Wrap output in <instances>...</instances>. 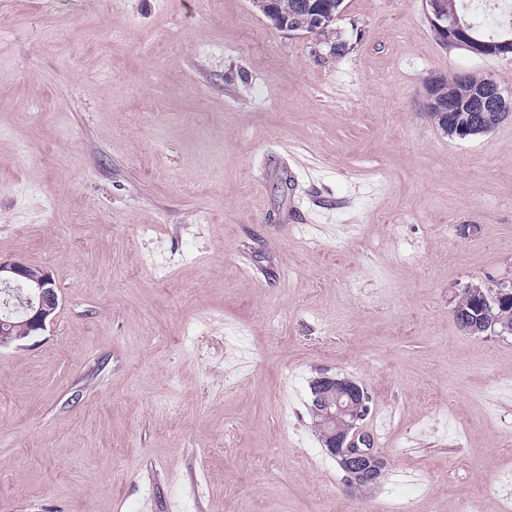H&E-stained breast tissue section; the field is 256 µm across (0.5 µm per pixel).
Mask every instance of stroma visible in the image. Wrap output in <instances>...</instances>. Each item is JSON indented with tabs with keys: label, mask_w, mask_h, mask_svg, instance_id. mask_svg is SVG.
<instances>
[{
	"label": "stroma",
	"mask_w": 512,
	"mask_h": 512,
	"mask_svg": "<svg viewBox=\"0 0 512 512\" xmlns=\"http://www.w3.org/2000/svg\"><path fill=\"white\" fill-rule=\"evenodd\" d=\"M336 28L317 60L251 0H0V259L60 299L0 346V512H351L323 371L369 396L364 501L504 512L512 336L451 310L512 280V120L448 136L424 81L512 95V55L422 0Z\"/></svg>",
	"instance_id": "35a3bbf8"
}]
</instances>
